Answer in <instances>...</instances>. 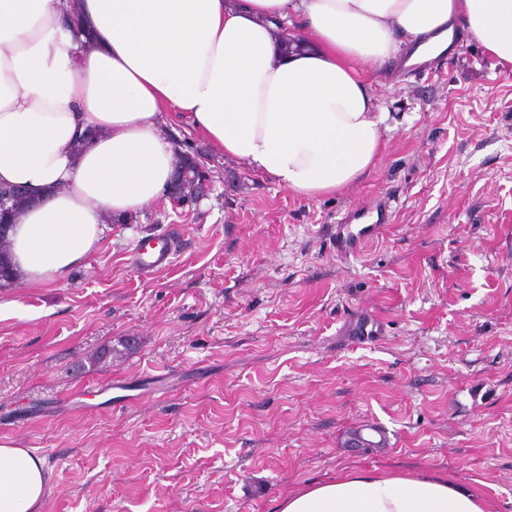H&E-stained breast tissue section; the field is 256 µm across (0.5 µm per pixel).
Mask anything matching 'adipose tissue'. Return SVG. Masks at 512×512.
I'll return each mask as SVG.
<instances>
[{
	"mask_svg": "<svg viewBox=\"0 0 512 512\" xmlns=\"http://www.w3.org/2000/svg\"><path fill=\"white\" fill-rule=\"evenodd\" d=\"M0 0V183L32 191L9 230L17 280L52 283L100 247L104 222L165 194L175 162L163 113L293 194L360 181L383 150L365 73L402 44L463 25L512 63V0ZM297 17L312 50L274 32ZM43 461L0 444V512H39ZM279 512H493L471 486L426 474L346 471L283 495Z\"/></svg>",
	"mask_w": 512,
	"mask_h": 512,
	"instance_id": "1",
	"label": "adipose tissue"
}]
</instances>
